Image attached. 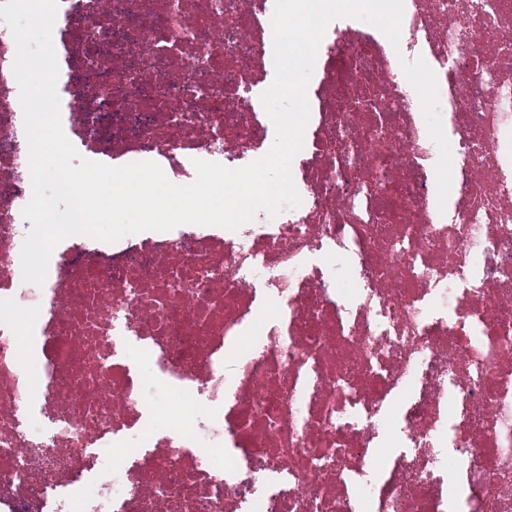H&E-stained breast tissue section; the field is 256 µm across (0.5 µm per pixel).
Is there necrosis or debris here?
I'll return each instance as SVG.
<instances>
[{"label":"necrosis or debris","instance_id":"1","mask_svg":"<svg viewBox=\"0 0 512 512\" xmlns=\"http://www.w3.org/2000/svg\"><path fill=\"white\" fill-rule=\"evenodd\" d=\"M274 7L59 0L66 137L179 186L261 158ZM15 54L0 21V512H512V0H404L396 46L332 21L298 207L73 235L40 287Z\"/></svg>","mask_w":512,"mask_h":512}]
</instances>
